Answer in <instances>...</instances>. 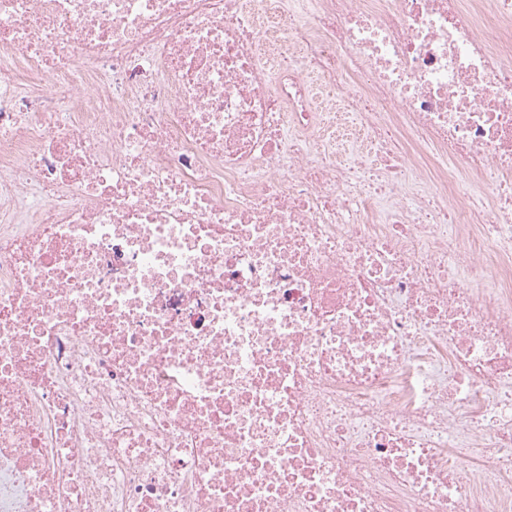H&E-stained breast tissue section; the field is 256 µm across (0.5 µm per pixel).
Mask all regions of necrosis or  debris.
Masks as SVG:
<instances>
[{"label": "necrosis or debris", "instance_id": "1", "mask_svg": "<svg viewBox=\"0 0 512 512\" xmlns=\"http://www.w3.org/2000/svg\"><path fill=\"white\" fill-rule=\"evenodd\" d=\"M0 512H512V0H0Z\"/></svg>", "mask_w": 512, "mask_h": 512}]
</instances>
